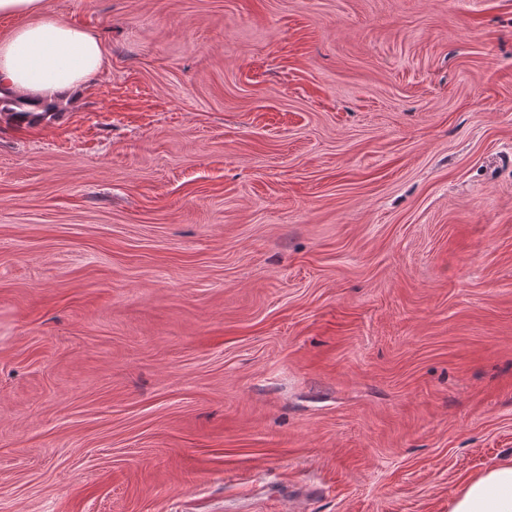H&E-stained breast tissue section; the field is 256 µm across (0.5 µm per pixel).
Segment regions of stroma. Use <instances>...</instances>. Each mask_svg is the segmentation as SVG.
Listing matches in <instances>:
<instances>
[{"label":"stroma","mask_w":512,"mask_h":512,"mask_svg":"<svg viewBox=\"0 0 512 512\" xmlns=\"http://www.w3.org/2000/svg\"><path fill=\"white\" fill-rule=\"evenodd\" d=\"M0 112V512H448L512 456V0H44ZM0 17L26 19L0 38V98L26 101L39 120L105 70L100 38L54 19L42 0H0Z\"/></svg>","instance_id":"1"}]
</instances>
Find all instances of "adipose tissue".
<instances>
[{
	"instance_id": "1",
	"label": "adipose tissue",
	"mask_w": 512,
	"mask_h": 512,
	"mask_svg": "<svg viewBox=\"0 0 512 512\" xmlns=\"http://www.w3.org/2000/svg\"><path fill=\"white\" fill-rule=\"evenodd\" d=\"M0 17L19 21L0 38V98H20L46 119L104 71L100 38L54 19L43 0H0ZM448 512H512V457L466 480Z\"/></svg>"
}]
</instances>
